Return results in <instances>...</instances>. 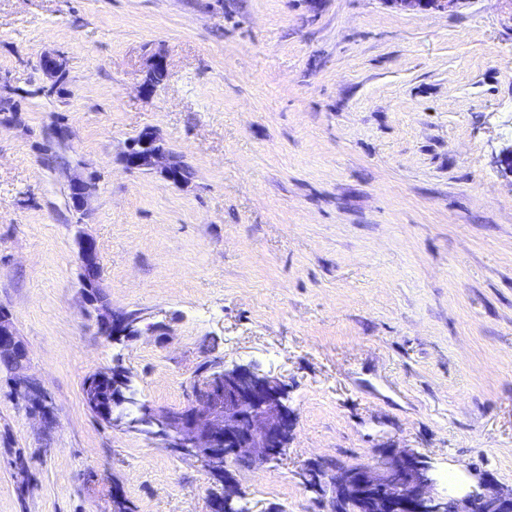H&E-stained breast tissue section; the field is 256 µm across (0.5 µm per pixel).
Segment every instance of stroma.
I'll return each mask as SVG.
<instances>
[{
  "mask_svg": "<svg viewBox=\"0 0 512 512\" xmlns=\"http://www.w3.org/2000/svg\"><path fill=\"white\" fill-rule=\"evenodd\" d=\"M1 76L0 309L57 422L0 370V512H210L211 472L101 422L83 382L119 365L178 410L216 357L284 380L296 413L282 456L236 471L249 512H323L305 471L382 448L512 487V0H0ZM146 128L189 182L124 168ZM80 229L142 336L85 310ZM391 7L404 11L445 12L458 0H386ZM40 69L47 80L51 82L50 89L57 87L67 73V60L59 53H45L40 58ZM70 198L76 212L81 216L88 214L89 201L95 191V182L92 178L80 175L69 180Z\"/></svg>",
  "mask_w": 512,
  "mask_h": 512,
  "instance_id": "stroma-1",
  "label": "stroma"
}]
</instances>
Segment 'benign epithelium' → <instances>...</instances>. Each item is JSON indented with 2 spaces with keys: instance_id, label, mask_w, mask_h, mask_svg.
Listing matches in <instances>:
<instances>
[{
  "instance_id": "1",
  "label": "benign epithelium",
  "mask_w": 512,
  "mask_h": 512,
  "mask_svg": "<svg viewBox=\"0 0 512 512\" xmlns=\"http://www.w3.org/2000/svg\"><path fill=\"white\" fill-rule=\"evenodd\" d=\"M386 2L398 10L445 12L458 0ZM40 69L55 88L66 76L67 60L59 53H45ZM121 161L129 171L158 172L174 184L183 166L150 128L127 142ZM69 190L75 211L87 215L93 179L74 176ZM77 240L81 294L86 304L97 307L100 332L114 342L140 336L136 318L95 300L93 290L99 283H90L88 274L98 267V246L81 230ZM21 347L11 318L1 311L0 353ZM104 377L112 380L114 389L110 404L101 407L109 426L141 434L162 448L200 460L215 475H226L224 493L212 499L210 512H243L244 493L228 469L243 464L257 468L278 459L294 430L296 417L284 382L249 366H228L222 359L210 365L194 382L188 404L178 411L139 402L128 372L119 365ZM9 379L38 423L53 426L54 406L44 388L27 375V358L17 360ZM313 478L332 484L335 499L350 505L346 512H476L480 504L486 512H512V489L482 480L469 488L440 491L427 458L405 448H386L372 461L354 466L320 468Z\"/></svg>"
}]
</instances>
